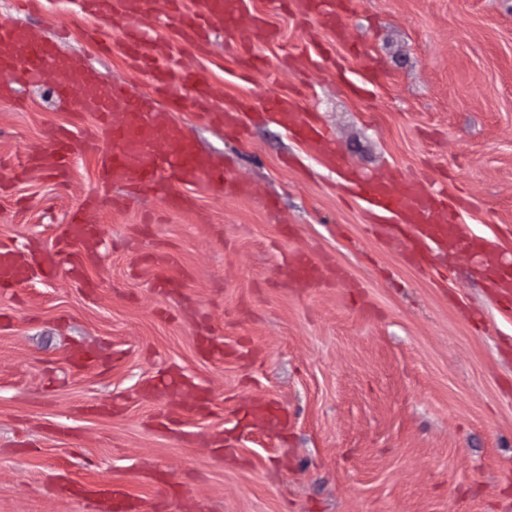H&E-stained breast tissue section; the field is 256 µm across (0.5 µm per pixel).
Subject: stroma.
Returning <instances> with one entry per match:
<instances>
[{
    "instance_id": "35a3bbf8",
    "label": "stroma",
    "mask_w": 512,
    "mask_h": 512,
    "mask_svg": "<svg viewBox=\"0 0 512 512\" xmlns=\"http://www.w3.org/2000/svg\"><path fill=\"white\" fill-rule=\"evenodd\" d=\"M342 2L339 41L281 0H243L277 32L256 50L270 78L244 73L226 32L202 53L175 20L155 33L214 100L260 112L294 95L345 171L467 198V225L512 263V0ZM1 22L152 91L98 46L122 17L102 30L71 0H0ZM58 80L0 99V245L51 247L96 192L102 247L79 278L0 294V512H92L109 483L140 512H512V303L474 254L414 267L274 118L231 136L190 99L171 120L250 195L175 185L194 204L172 211L101 188L102 126L58 101ZM58 128L77 152L67 176L27 170ZM297 248L329 271L315 287L291 278Z\"/></svg>"
}]
</instances>
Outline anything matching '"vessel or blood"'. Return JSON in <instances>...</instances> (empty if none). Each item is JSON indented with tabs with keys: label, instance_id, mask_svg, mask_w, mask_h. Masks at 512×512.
Instances as JSON below:
<instances>
[{
	"label": "vessel or blood",
	"instance_id": "obj_1",
	"mask_svg": "<svg viewBox=\"0 0 512 512\" xmlns=\"http://www.w3.org/2000/svg\"><path fill=\"white\" fill-rule=\"evenodd\" d=\"M293 6L304 15L319 12L324 28L341 33L336 11L326 7L325 0H294ZM78 7L103 20L111 18L113 13H121L125 28L119 45L124 55L151 75L170 107H178L185 89L191 88L198 103L206 105L205 115L211 122L231 131L238 129L239 114L249 108V101L233 99L219 108H208L210 86L202 74L177 73L158 67L157 58L167 48L146 29L144 20L152 14L175 19L182 42L199 48L207 44L213 30L227 22L232 25V41L241 46L251 48L274 39V31L260 15L243 12L241 0H200L193 11L183 10L181 0H79ZM47 65L60 75L56 92L62 99L106 123L112 146L99 153L100 172L105 180L164 195L169 208L174 210L183 209L191 202L189 196L170 194L169 187L174 183L248 194L246 185L231 181L209 155L199 151L185 136L181 126L167 121L154 108L150 98L129 95L97 69L63 54L35 28L0 26V98L14 95L17 84L38 81ZM263 109L277 115L287 131L309 142L323 160L337 161L335 149L330 148L313 119L299 112L294 98L286 94L267 97ZM53 139L52 149L31 156L29 162L62 173L74 152L72 138L68 132L59 130ZM160 140L167 144V151L151 150V143ZM357 186L360 194L378 210L402 217L400 245L420 250L425 243L433 242L483 254V242L473 237L466 225L449 218L426 180H416L400 191L395 190L392 179L384 177L364 179ZM63 237L79 242L76 254L54 248L29 257L1 245L0 292L26 282L35 272L46 279L56 278L64 269L78 272L98 257L100 238L90 219L74 217L66 224ZM291 268L296 279L306 284L315 282L319 275L318 266L302 251L293 254Z\"/></svg>",
	"mask_w": 512,
	"mask_h": 512
}]
</instances>
